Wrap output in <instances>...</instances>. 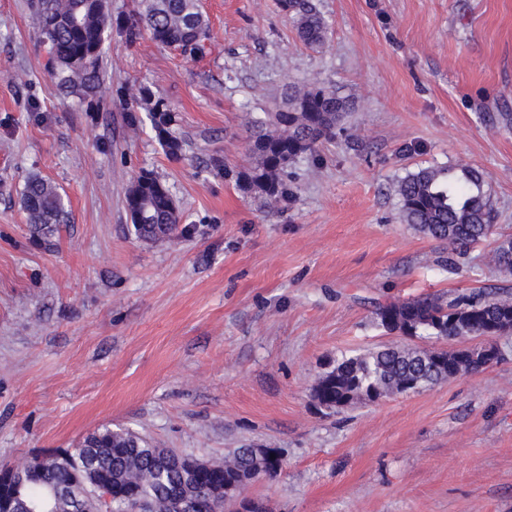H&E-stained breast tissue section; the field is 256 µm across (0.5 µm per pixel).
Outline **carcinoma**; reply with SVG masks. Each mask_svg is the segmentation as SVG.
Listing matches in <instances>:
<instances>
[{"instance_id": "obj_1", "label": "carcinoma", "mask_w": 512, "mask_h": 512, "mask_svg": "<svg viewBox=\"0 0 512 512\" xmlns=\"http://www.w3.org/2000/svg\"><path fill=\"white\" fill-rule=\"evenodd\" d=\"M279 7L305 47L324 43L327 23L316 0H279ZM31 9L56 91L101 108L111 90L103 67L112 33L108 0H32ZM120 31L128 43L147 34L161 46L176 47L189 62L205 53L211 38L199 0H138L137 11L120 24ZM112 99L122 106L131 129L149 127L167 156H183L185 141L168 102L147 87L132 100L121 90ZM350 106L347 97L331 88H285L276 111L250 121L252 163L238 173L239 186L269 199H288V168L334 139ZM395 192L401 220L448 245L450 263L494 234L490 188L473 167L420 168L398 178ZM21 205L28 223L40 231L70 221L59 188L39 175L25 182ZM126 209L133 234L143 241L172 238L182 219L169 186L147 170L127 189ZM491 256L501 272L512 274L511 234H498ZM374 315L386 333L409 338L449 341L502 330L511 336L512 292L479 289L448 300L437 295L394 300L378 305ZM498 357L494 345L441 352L386 345L336 359L316 379L312 397L319 407L339 412L409 387L421 390L458 374L476 373ZM66 453L69 464L46 468L23 489L26 499L45 503L47 512H68L67 500H55L53 490L71 488L81 470L89 471L90 487L73 512H101L105 493L112 496L110 512H179L183 497L191 495L209 501L211 512H226L233 508L237 489L280 471L267 457L236 448L222 461L202 462L197 473L185 477L176 463L178 453L152 446L133 432L109 428L89 434Z\"/></svg>"}]
</instances>
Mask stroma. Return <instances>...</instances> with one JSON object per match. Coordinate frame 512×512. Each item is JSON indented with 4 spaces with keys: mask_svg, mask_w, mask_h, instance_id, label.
Instances as JSON below:
<instances>
[{
    "mask_svg": "<svg viewBox=\"0 0 512 512\" xmlns=\"http://www.w3.org/2000/svg\"><path fill=\"white\" fill-rule=\"evenodd\" d=\"M28 5L0 0V463L119 427L202 460L280 449L282 470L247 489L272 512H512V337L473 375L335 414L311 397L336 358L400 343L377 304L512 289L492 242L449 263L394 191L421 167L477 168L512 234V0H319L315 50L276 0H200L212 38L191 64L112 33L111 88L174 106L179 159L121 107L55 94ZM289 84L352 105L272 205L235 174L249 118ZM144 170L181 208L169 240L130 229ZM36 174L70 201L48 234L20 205Z\"/></svg>",
    "mask_w": 512,
    "mask_h": 512,
    "instance_id": "obj_1",
    "label": "stroma"
}]
</instances>
